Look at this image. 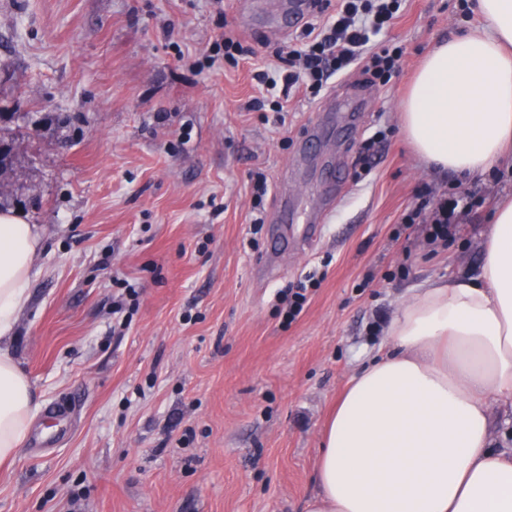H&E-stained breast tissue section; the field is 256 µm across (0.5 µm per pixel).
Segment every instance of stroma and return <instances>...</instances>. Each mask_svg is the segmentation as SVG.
<instances>
[{
    "label": "stroma",
    "instance_id": "obj_1",
    "mask_svg": "<svg viewBox=\"0 0 512 512\" xmlns=\"http://www.w3.org/2000/svg\"><path fill=\"white\" fill-rule=\"evenodd\" d=\"M459 0H403L399 73L370 87L336 207L267 252L281 189L299 211L322 182L281 174L324 97L248 110L281 36L241 0H0V130L14 156L0 206L43 225L14 353L42 402L0 512H304L327 417L389 347L410 289L478 276L512 168L439 173L404 141L400 105L424 56L479 27ZM172 37H165V29ZM250 54L194 70L221 29ZM386 139L363 171L358 151ZM266 177L262 210L252 185ZM467 196L448 243L407 223L420 190ZM307 287L284 319L283 292ZM137 291L123 312L113 303Z\"/></svg>",
    "mask_w": 512,
    "mask_h": 512
}]
</instances>
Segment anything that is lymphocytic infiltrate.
Here are the masks:
<instances>
[{"mask_svg":"<svg viewBox=\"0 0 512 512\" xmlns=\"http://www.w3.org/2000/svg\"><path fill=\"white\" fill-rule=\"evenodd\" d=\"M317 14L326 23H305L303 48L283 43L275 57L287 68L283 77L286 88H298L318 94L329 81L342 75L357 60H364L363 72L368 83H388L400 67L404 49L399 45H374L373 40L395 19L402 0H316ZM457 195L426 199L415 218L427 224L431 239H446L451 224L464 213Z\"/></svg>","mask_w":512,"mask_h":512,"instance_id":"f902f5d3","label":"lymphocytic infiltrate"}]
</instances>
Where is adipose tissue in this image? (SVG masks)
Instances as JSON below:
<instances>
[{"label": "adipose tissue", "instance_id": "adipose-tissue-1", "mask_svg": "<svg viewBox=\"0 0 512 512\" xmlns=\"http://www.w3.org/2000/svg\"><path fill=\"white\" fill-rule=\"evenodd\" d=\"M481 29L422 60L402 106L408 144L441 171L512 163V0H476ZM40 225L0 213V467L40 411L9 347L29 299ZM330 416L305 512H512V452L492 448L490 404H512V202L496 206L477 278L414 289Z\"/></svg>", "mask_w": 512, "mask_h": 512}]
</instances>
